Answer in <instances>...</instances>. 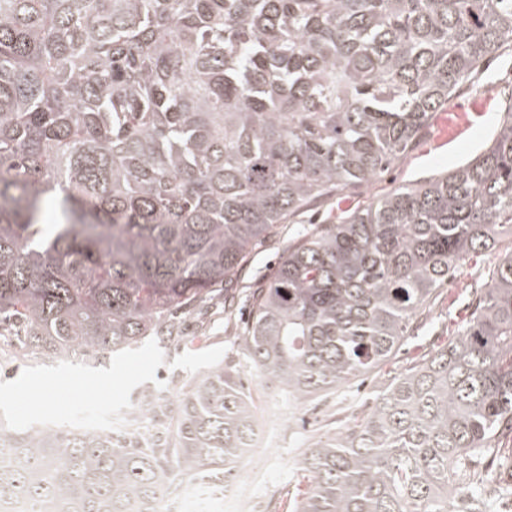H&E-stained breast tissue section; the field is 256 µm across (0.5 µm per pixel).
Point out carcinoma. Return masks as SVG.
Instances as JSON below:
<instances>
[{"label":"carcinoma","instance_id":"carcinoma-1","mask_svg":"<svg viewBox=\"0 0 512 512\" xmlns=\"http://www.w3.org/2000/svg\"><path fill=\"white\" fill-rule=\"evenodd\" d=\"M512 47V0H0V324L97 360L181 333L290 215L371 183ZM53 207L57 223L47 226ZM512 236V113L467 163L305 234L251 296L246 361L295 399L383 365L472 255ZM448 342L319 436L286 512H491L512 463V251ZM169 434L0 432V512H163L235 478L250 394L218 366L150 408ZM178 480L180 495L190 501H194L200 497L197 483L200 484L204 493L212 499L214 504H216L221 497H224V479L222 482L212 483L207 478L201 479L196 477L194 478L196 483L191 477L180 476Z\"/></svg>","mask_w":512,"mask_h":512}]
</instances>
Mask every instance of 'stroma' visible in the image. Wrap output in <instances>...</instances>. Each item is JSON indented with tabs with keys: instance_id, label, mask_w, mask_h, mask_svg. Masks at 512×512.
Masks as SVG:
<instances>
[{
	"instance_id": "35a3bbf8",
	"label": "stroma",
	"mask_w": 512,
	"mask_h": 512,
	"mask_svg": "<svg viewBox=\"0 0 512 512\" xmlns=\"http://www.w3.org/2000/svg\"><path fill=\"white\" fill-rule=\"evenodd\" d=\"M511 107L512 50L507 48L487 60L447 106L433 115L408 156L388 173L365 189L329 197L279 225L252 253L238 280L232 307L210 304L182 315L181 338L155 340L113 354L100 364L43 361L24 355L18 345L0 346V421L20 425L43 421L66 429L72 422L96 419L108 405L124 406L139 395L174 394L185 382L218 364L240 376L255 410H263L269 401L264 382L244 360L240 342L252 288L271 275L279 257L313 225L336 223L399 185L433 178L467 162L484 148L497 121ZM509 251L512 238L505 236L495 248L461 264L432 309L419 314L403 344L367 380L350 381L316 399L297 401L278 395L279 406L294 417L295 424L271 458L242 465L238 477L251 481L255 497L275 505L293 484L307 448L319 435L352 424L365 401L412 357L454 336L471 317L474 287L487 281L501 255Z\"/></svg>"
}]
</instances>
